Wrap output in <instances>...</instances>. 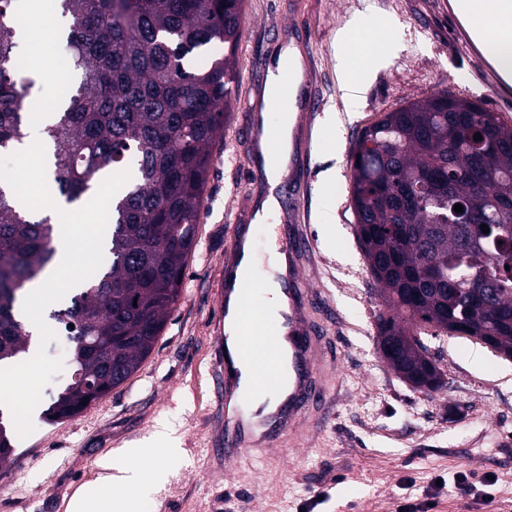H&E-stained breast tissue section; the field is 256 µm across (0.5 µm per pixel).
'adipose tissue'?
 I'll list each match as a JSON object with an SVG mask.
<instances>
[{"label":"adipose tissue","mask_w":512,"mask_h":512,"mask_svg":"<svg viewBox=\"0 0 512 512\" xmlns=\"http://www.w3.org/2000/svg\"><path fill=\"white\" fill-rule=\"evenodd\" d=\"M462 11L475 31L487 34L493 47L490 58L494 66L502 74L511 75L512 34L506 28L512 25V0H465ZM336 39L348 47L337 59L345 89L349 94H357L362 86L363 63L373 52L372 43L356 24L338 32ZM125 454V449L119 448L100 460L95 492L75 493L66 512H135L138 489L167 481L166 472L157 470L146 475L127 466L122 461Z\"/></svg>","instance_id":"adipose-tissue-1"}]
</instances>
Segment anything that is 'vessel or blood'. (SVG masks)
Returning a JSON list of instances; mask_svg holds the SVG:
<instances>
[{"label": "vessel or blood", "instance_id": "b4317fda", "mask_svg": "<svg viewBox=\"0 0 512 512\" xmlns=\"http://www.w3.org/2000/svg\"><path fill=\"white\" fill-rule=\"evenodd\" d=\"M249 227L232 225L229 258L219 306L225 319L239 318V333L224 338L225 467L243 458L262 460L295 440L322 418L333 394L336 354L319 317L315 291L303 275L312 239L303 224H279L273 246L285 255L288 277L281 291L288 309L268 320L253 282L239 272ZM249 366V393L241 391V368Z\"/></svg>", "mask_w": 512, "mask_h": 512}]
</instances>
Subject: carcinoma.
I'll use <instances>...</instances> for the list:
<instances>
[{"instance_id": "carcinoma-1", "label": "carcinoma", "mask_w": 512, "mask_h": 512, "mask_svg": "<svg viewBox=\"0 0 512 512\" xmlns=\"http://www.w3.org/2000/svg\"><path fill=\"white\" fill-rule=\"evenodd\" d=\"M55 9L79 82L44 124L22 109L34 80L14 67L15 0H0V149L40 123L68 203L131 171L112 199L109 263L50 314L74 343L71 381L52 414L72 419L87 408L82 400L105 397L137 371L181 295L236 80L242 0H58ZM218 43L224 56L208 68L187 66ZM351 170L358 239L390 311L377 336L389 366L419 390L445 387L424 356L425 328L512 358V125L443 90L366 127ZM54 239L48 218L29 219L0 186V368L30 350L18 304L53 260ZM13 452L0 421V465Z\"/></svg>"}]
</instances>
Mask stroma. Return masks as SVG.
Wrapping results in <instances>:
<instances>
[{
	"label": "stroma",
	"instance_id": "35a3bbf8",
	"mask_svg": "<svg viewBox=\"0 0 512 512\" xmlns=\"http://www.w3.org/2000/svg\"><path fill=\"white\" fill-rule=\"evenodd\" d=\"M376 45L363 87L347 98L337 68L336 34L357 21ZM302 55L307 83L300 96L316 107L298 113L295 145L311 157L304 196L287 183L276 191L281 209L255 221L268 185L261 160H247L244 128L260 105L268 72L287 44ZM51 80H38L32 100H48L78 80L68 54L19 41L20 68L36 73L42 55ZM238 85L224 140L216 147L200 208L195 252L184 287L151 353L122 386L78 417L58 421L47 410L70 381L63 367L44 388L34 432L15 439L0 467V512H66L72 495L96 475V462L168 422L181 436L179 456L129 458L143 472L162 467L164 489L140 495L137 512H299L328 490L315 512H396L402 499L425 501L434 477L448 484L432 512H512V359L472 338L423 334L445 387L432 395L402 380L377 347L386 306L358 242L350 208V157L362 129L382 113L441 90L477 101L512 124V77L506 91L456 7V0H244L236 51ZM308 225L313 262L305 277L330 314L337 348L333 415L292 445L259 463L225 469L214 452L224 429L217 374L224 353L215 343L218 294L224 283L227 230L253 227L256 250L268 261L269 228L289 213ZM494 474L487 503L451 484L453 473Z\"/></svg>",
	"mask_w": 512,
	"mask_h": 512
}]
</instances>
